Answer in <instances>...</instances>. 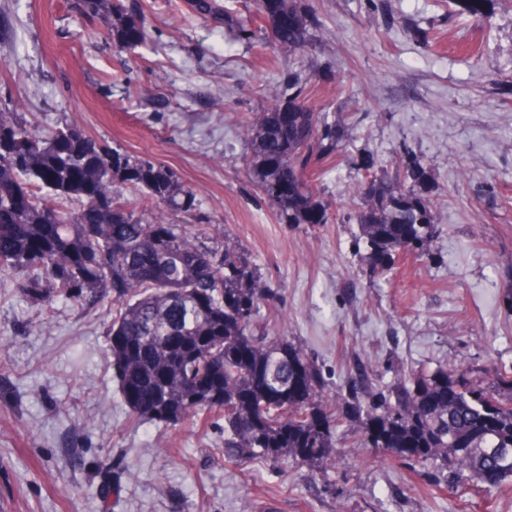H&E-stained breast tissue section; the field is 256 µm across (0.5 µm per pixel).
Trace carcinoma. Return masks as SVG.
<instances>
[{"mask_svg": "<svg viewBox=\"0 0 512 512\" xmlns=\"http://www.w3.org/2000/svg\"><path fill=\"white\" fill-rule=\"evenodd\" d=\"M453 2L459 13L483 18L493 0ZM187 5L203 18L247 31L222 0ZM255 5L266 23L265 43L290 55L317 48L311 0ZM77 7L87 16L108 14L112 40L122 46L146 38L143 18L123 0H77ZM288 91V100L258 113L248 129L250 175L279 223L325 224L330 206L320 197L313 168L342 150V125L308 106L315 88L290 78ZM284 107L292 121L286 141L279 135ZM74 132L64 126L41 134L21 115L0 111V277L28 276V297L45 306L112 296L109 348L132 417L178 425L222 413L229 459H292L309 466L336 459L337 431L347 421L355 424L360 447L383 448L418 466L439 463L452 490L471 478L495 485L512 477V458L497 453L512 449V373L497 372L486 386L446 363L400 376L386 391L375 384L372 366L358 358L336 395V411H329L325 379L308 355L286 339L270 342L254 331L270 289L247 258L228 245L219 256L176 224L167 225L164 241L152 228L165 218L142 221L113 191L131 183L151 203L186 212L196 206L193 189L163 166L92 139L85 152L72 156L68 139ZM273 155L296 176L286 194L276 192L280 169L270 167ZM358 169L366 174L349 219L359 224L371 275L391 271L397 250L428 259L433 202L421 208L410 203L422 181L420 163H407L404 175L393 177L371 175L365 164ZM90 186L112 199L95 224H82L78 212L41 198L45 191L60 200L83 199ZM24 194L31 207H11ZM147 253L156 266L150 281L137 275Z\"/></svg>", "mask_w": 512, "mask_h": 512, "instance_id": "cac0c4a2", "label": "carcinoma"}]
</instances>
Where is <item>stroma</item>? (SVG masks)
Listing matches in <instances>:
<instances>
[{
	"mask_svg": "<svg viewBox=\"0 0 512 512\" xmlns=\"http://www.w3.org/2000/svg\"><path fill=\"white\" fill-rule=\"evenodd\" d=\"M145 2L146 43L122 47L74 0H0V105L193 188L195 209L169 222L248 257L273 292L261 327L309 355L327 402L358 356L386 383L447 362L511 372L512 7L476 20L448 0H313L320 44L286 56L185 0ZM292 76L348 121L346 151L320 168L325 224L278 223L249 176L246 130ZM409 150L432 178L433 257L373 281L343 221L356 164L392 175ZM111 322V299L47 308L0 285V512H512V479L452 491L436 464L353 447L345 425L340 456L312 468L229 460L217 413L199 429L132 420Z\"/></svg>",
	"mask_w": 512,
	"mask_h": 512,
	"instance_id": "stroma-1",
	"label": "stroma"
}]
</instances>
